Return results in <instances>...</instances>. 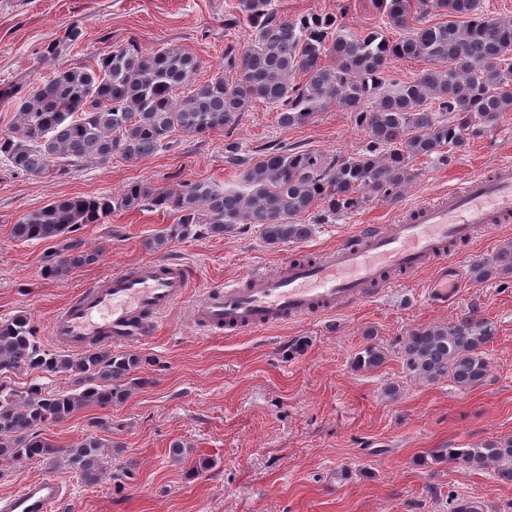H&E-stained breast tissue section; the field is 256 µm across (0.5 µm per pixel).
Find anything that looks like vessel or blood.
Listing matches in <instances>:
<instances>
[{
    "label": "vessel or blood",
    "instance_id": "b4317fda",
    "mask_svg": "<svg viewBox=\"0 0 512 512\" xmlns=\"http://www.w3.org/2000/svg\"><path fill=\"white\" fill-rule=\"evenodd\" d=\"M512 221V162L470 177L464 187L424 201L380 227L364 224L360 240L328 252L315 264L288 261L278 277L253 272L247 285L207 288L191 310L195 324L230 333L262 329L291 318L324 315L365 300L387 271L433 267L432 301L447 303L448 267L455 254L451 241L472 237L476 226ZM189 271L176 262H149L134 270L103 276L60 308L50 337L76 352L105 343L135 348L157 332L161 315L189 294ZM63 481L49 478L25 483L0 499V512H54L66 499Z\"/></svg>",
    "mask_w": 512,
    "mask_h": 512
}]
</instances>
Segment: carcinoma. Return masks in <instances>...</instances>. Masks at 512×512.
<instances>
[{"label":"carcinoma","mask_w":512,"mask_h":512,"mask_svg":"<svg viewBox=\"0 0 512 512\" xmlns=\"http://www.w3.org/2000/svg\"><path fill=\"white\" fill-rule=\"evenodd\" d=\"M375 24L362 31L321 15L289 19L275 0H229L224 22L253 29L242 52L225 58L227 78L196 79L197 57L177 46L144 53L117 49L87 67L61 69L13 104L9 134L0 137V161L30 177L63 178L115 154L137 163L166 149L179 135L203 137L235 126L254 104L278 112L283 129L333 107L355 116L370 141L344 157L300 149H274L252 157L224 144V163L239 180L224 188L194 181L177 190L135 182L119 195L57 198L26 214L12 228L15 240H62L46 257L48 279L98 260L81 230L114 212L159 209L178 215L169 232L146 240L160 250L176 235L213 237L255 226L268 245L309 238L313 225L353 214L372 200L394 201L423 158L446 162L468 141L512 114V20L490 17L481 0H375ZM434 14L441 21L428 23ZM397 38H392V35ZM393 59L425 62L413 78L385 75ZM512 273V241L471 266L476 281ZM497 336L494 322L467 315L429 325L402 338L398 353L412 376L449 379L473 388L488 377L485 347ZM386 351L369 343L352 361L357 370L381 367ZM142 364L134 351L93 347L65 354L45 346L31 317H0V374L25 370L66 373L78 387L49 391L39 381L17 390L0 381V463L66 466L83 480L97 479L107 444L87 437L59 448L45 428L87 405L107 407L128 395L131 373ZM435 462L461 460L474 469L494 467L512 482V438L479 448H440Z\"/></svg>","instance_id":"cac0c4a2"}]
</instances>
